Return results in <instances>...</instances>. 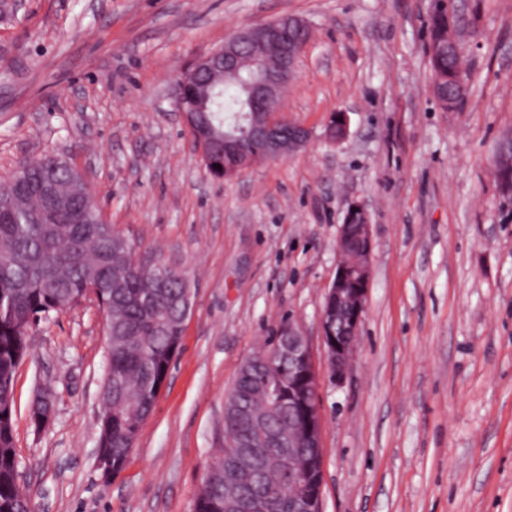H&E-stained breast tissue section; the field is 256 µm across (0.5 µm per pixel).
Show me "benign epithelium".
I'll return each mask as SVG.
<instances>
[{
	"label": "benign epithelium",
	"instance_id": "benign-epithelium-1",
	"mask_svg": "<svg viewBox=\"0 0 512 512\" xmlns=\"http://www.w3.org/2000/svg\"><path fill=\"white\" fill-rule=\"evenodd\" d=\"M305 29V21L294 16H283L256 23L232 34L224 46L199 58L175 82V106L182 118H187L184 104L190 98L197 100L194 111H206L199 93L198 77L202 74L224 80L226 75L238 74L242 60H248L257 77L249 88L250 103L258 116L244 115L247 140L261 144L271 160H280L304 148L311 139L309 129L289 123L282 113L280 100L283 90L293 79L303 47L289 41L287 32ZM279 54L276 67L266 63L269 48ZM199 153L223 149L234 165L224 168V177L231 178L248 168L253 155L233 137L220 141L210 131L185 123ZM42 200L40 211L33 215L37 224H55L59 217L78 202L87 203V179L82 177L59 188L48 175L39 184ZM373 251L371 218L366 207L353 201L340 225L336 241V272L325 293L320 312V330L331 378L340 383L351 372L353 358L358 350V335L364 320L366 299L370 284V258ZM279 344L266 354L247 358L241 369L248 371L260 365L263 372L261 390L271 407L301 413L298 423L288 427L264 429L255 432L252 443L236 444L224 438V450L235 451L236 465L242 469L254 467L251 449L257 445L274 444L283 448L275 462L278 474L288 477V500L294 512H323V456L321 449L322 417L318 401L319 373L313 349L301 328L287 322L278 330ZM288 369V399L280 393L279 379ZM33 411L38 417V428H45L53 414V394L40 390L33 400ZM224 500L228 512H257L258 499L248 497L229 483L224 486Z\"/></svg>",
	"mask_w": 512,
	"mask_h": 512
}]
</instances>
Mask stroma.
<instances>
[{
	"label": "stroma",
	"instance_id": "1",
	"mask_svg": "<svg viewBox=\"0 0 512 512\" xmlns=\"http://www.w3.org/2000/svg\"><path fill=\"white\" fill-rule=\"evenodd\" d=\"M430 0H26L0 9V182L54 154L107 223L190 281L179 353L123 469L97 467L104 319L43 320L15 377L14 439L35 512H192L241 364L298 322L320 372L324 512H512V207L495 151L512 130V0H459L470 93H431ZM310 26L282 107L308 145L208 174L175 77L238 28ZM349 135L330 143L331 116ZM371 215L354 366L335 383L319 316L350 202ZM56 396L35 430L37 387Z\"/></svg>",
	"mask_w": 512,
	"mask_h": 512
}]
</instances>
